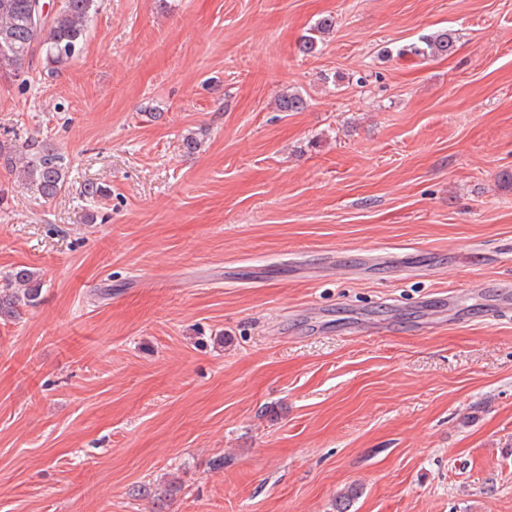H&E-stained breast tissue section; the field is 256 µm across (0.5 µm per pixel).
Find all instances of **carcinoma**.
I'll return each mask as SVG.
<instances>
[{
  "label": "carcinoma",
  "instance_id": "obj_1",
  "mask_svg": "<svg viewBox=\"0 0 512 512\" xmlns=\"http://www.w3.org/2000/svg\"><path fill=\"white\" fill-rule=\"evenodd\" d=\"M98 2L61 0L50 19L35 28L29 23L27 0H0V71L24 79L32 68L30 61L39 54L47 73L57 72L79 53ZM332 24L330 17L319 19L302 36L300 50L305 54L316 52ZM454 43L453 34L443 31L424 40V46L413 44L398 54L410 52L442 58L451 54ZM278 108L282 112H299L304 108V100L296 93L285 92L278 99ZM0 165L35 185L44 197L53 198L65 187L70 163L47 140L30 137L17 143L0 141ZM42 287L37 272L25 266L0 280V321L5 324L18 321L24 308L37 303Z\"/></svg>",
  "mask_w": 512,
  "mask_h": 512
}]
</instances>
